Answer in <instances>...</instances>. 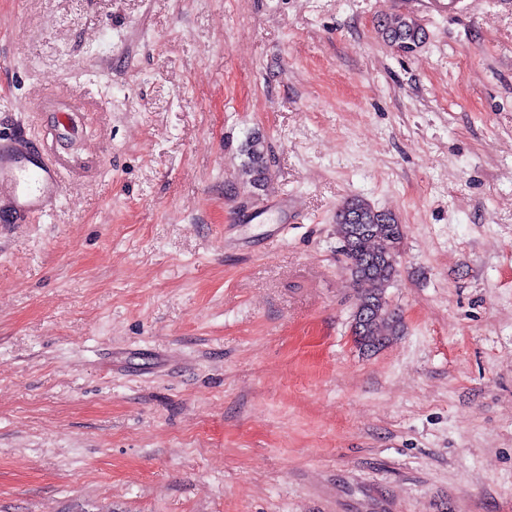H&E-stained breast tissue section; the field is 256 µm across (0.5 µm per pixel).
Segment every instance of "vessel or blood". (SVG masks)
<instances>
[{"label": "vessel or blood", "instance_id": "b4317fda", "mask_svg": "<svg viewBox=\"0 0 512 512\" xmlns=\"http://www.w3.org/2000/svg\"><path fill=\"white\" fill-rule=\"evenodd\" d=\"M60 195L56 164L31 159L20 136H0V199L16 222L46 215Z\"/></svg>", "mask_w": 512, "mask_h": 512}]
</instances>
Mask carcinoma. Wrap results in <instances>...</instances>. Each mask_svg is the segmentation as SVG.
<instances>
[{
	"label": "carcinoma",
	"mask_w": 512,
	"mask_h": 512,
	"mask_svg": "<svg viewBox=\"0 0 512 512\" xmlns=\"http://www.w3.org/2000/svg\"><path fill=\"white\" fill-rule=\"evenodd\" d=\"M381 31L385 40L404 49H415L425 39L424 30L402 14L386 17ZM246 154L243 173L259 186L268 171L265 141L252 138ZM336 231L358 287L356 311L364 315L355 343L364 352H376L398 335L401 325L399 313L387 300L386 288L397 272L403 226L392 212L354 195L336 212Z\"/></svg>",
	"instance_id": "carcinoma-1"
}]
</instances>
